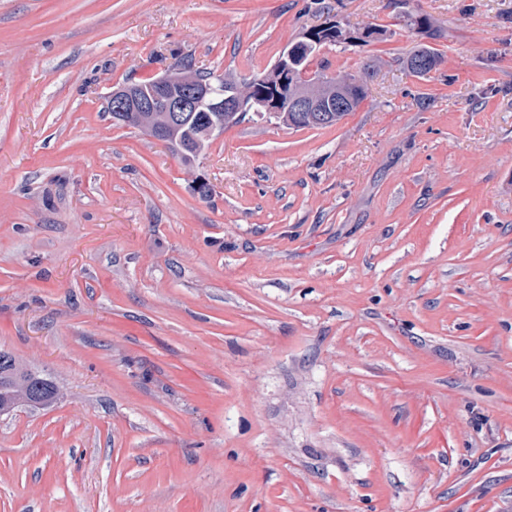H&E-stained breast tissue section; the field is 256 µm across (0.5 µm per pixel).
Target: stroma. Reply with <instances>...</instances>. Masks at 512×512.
Masks as SVG:
<instances>
[{
	"mask_svg": "<svg viewBox=\"0 0 512 512\" xmlns=\"http://www.w3.org/2000/svg\"><path fill=\"white\" fill-rule=\"evenodd\" d=\"M328 23L387 31L312 57L375 65L336 125L187 165L108 110ZM0 349L60 388L0 512H512V0H0Z\"/></svg>",
	"mask_w": 512,
	"mask_h": 512,
	"instance_id": "35a3bbf8",
	"label": "stroma"
}]
</instances>
